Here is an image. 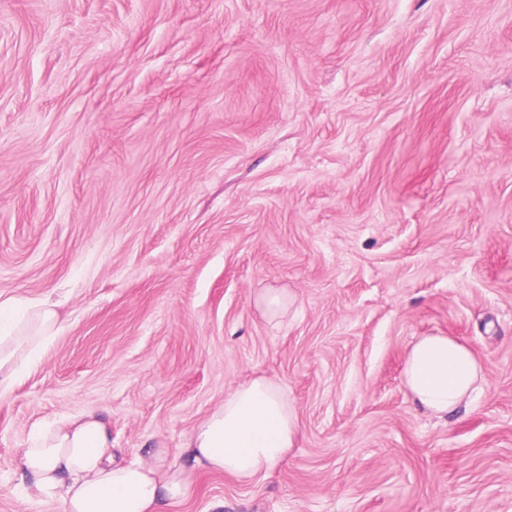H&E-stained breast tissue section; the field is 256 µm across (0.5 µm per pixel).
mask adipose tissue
I'll list each match as a JSON object with an SVG mask.
<instances>
[{"label": "adipose tissue", "instance_id": "adipose-tissue-1", "mask_svg": "<svg viewBox=\"0 0 512 512\" xmlns=\"http://www.w3.org/2000/svg\"><path fill=\"white\" fill-rule=\"evenodd\" d=\"M60 301H0V390L39 358L60 330ZM403 384L415 406L445 417L468 404L484 378L473 350L443 333L407 351ZM300 434L296 407L262 377L240 385L186 437L178 453L156 449L151 464L123 462L112 451L108 420L98 411L34 431L13 461L28 498L59 512H165L190 496L202 472L250 482L274 472Z\"/></svg>", "mask_w": 512, "mask_h": 512}]
</instances>
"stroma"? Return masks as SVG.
I'll use <instances>...</instances> for the list:
<instances>
[{
    "label": "stroma",
    "instance_id": "35a3bbf8",
    "mask_svg": "<svg viewBox=\"0 0 512 512\" xmlns=\"http://www.w3.org/2000/svg\"><path fill=\"white\" fill-rule=\"evenodd\" d=\"M47 295L0 512H57L37 426L146 463L256 377L295 448L167 512H512V0H0V300ZM437 332L484 366L444 418L402 382ZM257 303L268 316L275 318L287 312L291 298L285 292L267 289L258 296Z\"/></svg>",
    "mask_w": 512,
    "mask_h": 512
}]
</instances>
